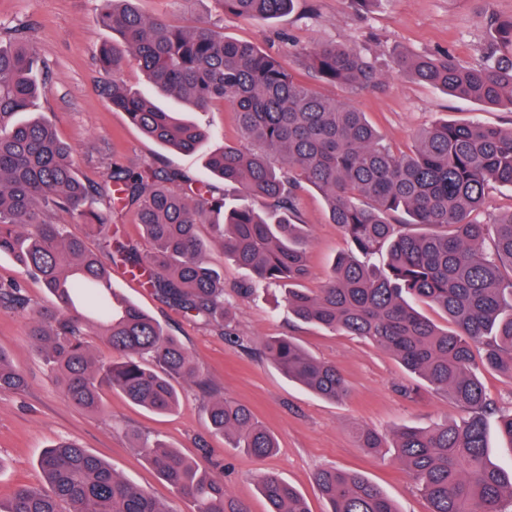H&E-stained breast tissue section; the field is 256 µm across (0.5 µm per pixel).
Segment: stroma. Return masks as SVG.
<instances>
[{
  "label": "stroma",
  "instance_id": "obj_1",
  "mask_svg": "<svg viewBox=\"0 0 512 512\" xmlns=\"http://www.w3.org/2000/svg\"><path fill=\"white\" fill-rule=\"evenodd\" d=\"M137 6L144 15L183 27L207 19L218 22L226 37L271 53L285 52L292 41L307 46L336 43L363 49L384 67L396 51H449L464 61L478 62L486 9L512 16V0H377L366 8L356 0H297L292 13L269 23L226 14L218 0H138ZM98 8L99 0H0V32L28 25L30 45L47 67V88L37 111L71 146L81 174L95 186L107 183L113 166L141 163L204 178L201 154L162 148L143 137L125 113L109 107L101 92L105 77L95 52L111 41L112 34L97 23ZM295 74L324 97L351 100L397 152L408 150L417 131L439 120L512 125V110L459 99L386 68L380 89L355 95L319 81L304 68H296ZM298 213L309 232L311 277L306 286L315 290L348 244L331 224L321 192L301 191ZM206 261L224 275V294L235 303L231 328L244 338V346L184 318L122 266H113L112 285L181 340L215 391L254 412L276 437L275 454L258 462L215 437L208 426L206 396L183 381L176 384L179 406L165 414L147 411L110 390L102 396V413L75 407L29 347L25 317L0 309V348L30 377L23 395H0V498L18 485L38 483L42 450L68 439L111 463L124 479L146 489L170 512H191L189 502L179 498L135 449L134 434L148 432L188 458L225 465L226 488L251 512L267 510L257 485L262 469L296 487L310 512H327L313 477L330 466L362 472L399 512H428L427 500L396 463L393 449L374 454L359 448L356 431L366 425L385 432L404 424L428 428L453 419L458 409L448 396L419 383L387 352L360 337L294 321L277 290L236 300L234 288L249 279V272L218 247L207 253ZM285 334L316 359L336 366L349 388L347 400L334 403L307 393L257 350L258 339Z\"/></svg>",
  "mask_w": 512,
  "mask_h": 512
}]
</instances>
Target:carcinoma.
Returning <instances> with one entry per match:
<instances>
[{"mask_svg": "<svg viewBox=\"0 0 512 512\" xmlns=\"http://www.w3.org/2000/svg\"><path fill=\"white\" fill-rule=\"evenodd\" d=\"M226 14L271 22L295 0H217ZM100 25L121 43L99 51L112 76L105 96L145 137L178 152H199L210 129L127 87L135 63L164 96L206 111L230 104L241 144L204 154L210 180L175 170L116 166L107 189L86 183L72 149L54 126L32 112L46 81L18 25L0 39V255L12 257L43 283L54 301L35 305L16 285L0 288V308L20 311L27 340L74 405L98 413L106 389L164 414L179 402L174 382L209 396L214 433L264 458L275 436L247 407L214 394L180 341L112 288L111 268L58 215L89 225L111 262L144 278V285L185 318L220 332L229 323L224 278L205 260L209 247L249 270L236 294L284 290L288 314L359 336L396 358L428 387L460 408L459 420L429 429L401 426L390 434L357 432L359 447L394 449L395 458L430 505V512H508L512 470L489 458L486 417L498 413L478 367L512 378V210L485 213L493 186L512 190V127L438 121L396 154L365 114L325 98L299 81L290 59L319 80L352 92L383 85L376 63L348 46L291 45L270 55L224 37L215 22L191 28L145 17L136 0H100ZM487 40L476 63L453 53H393L396 70L458 98L512 109V16L489 12ZM218 180L239 189L241 204L215 192ZM320 191L330 222L349 241L321 288L310 277L306 225L298 222L297 192ZM135 213L150 244L145 252L112 239V209ZM208 225L210 236L200 234ZM441 309L442 329L407 297ZM96 336L111 355H97ZM264 356L288 378L328 401L347 388L335 366L312 357L291 336L263 339ZM27 374L0 349V395L18 396ZM138 452L191 512H249L224 485V468L196 462L147 434ZM41 482L20 485L0 512H169L146 490L122 478L102 458L60 441L41 456ZM267 512H308L305 499L273 473L258 476ZM330 512H399L362 473L335 467L314 475Z\"/></svg>", "mask_w": 512, "mask_h": 512, "instance_id": "cac0c4a2", "label": "carcinoma"}]
</instances>
